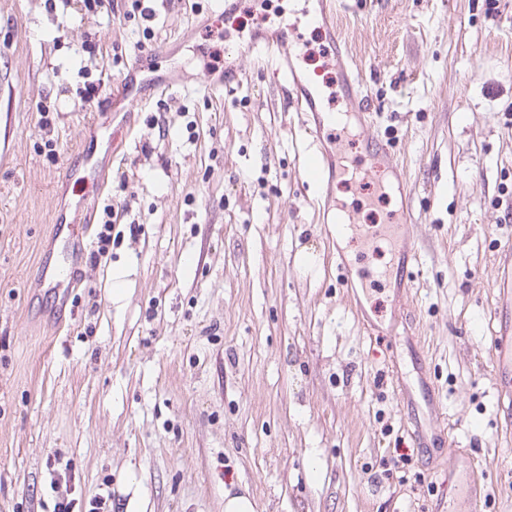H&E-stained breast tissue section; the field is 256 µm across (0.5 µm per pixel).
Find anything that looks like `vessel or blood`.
I'll use <instances>...</instances> for the list:
<instances>
[{
    "label": "vessel or blood",
    "mask_w": 512,
    "mask_h": 512,
    "mask_svg": "<svg viewBox=\"0 0 512 512\" xmlns=\"http://www.w3.org/2000/svg\"><path fill=\"white\" fill-rule=\"evenodd\" d=\"M314 29L324 35L326 50L336 69V81L342 93L346 109L333 111L324 106L320 92L303 74L298 48L305 29ZM242 44L246 52L268 58L274 65L276 76L281 77L291 95L295 112L302 119L304 129L311 139L312 151L302 167L305 181L316 187L315 204L319 214L331 216L337 233L351 229L353 216L343 212H331L328 192L338 178L348 173L360 176L371 192L386 194L387 191L404 192L407 181L404 172L389 147L377 136L364 139V150L355 167H348L345 158L335 157L325 163L321 144L338 127L355 124L366 125L371 103L362 89V81L354 66L345 41L336 30V6L334 0H305L302 8L293 10L269 26H259L249 31ZM409 203H402L399 210L390 213L384 236L397 245L399 262L395 278L412 280L414 268L420 265V255L410 223ZM55 238L61 239L66 248L83 251L92 245L87 230L72 224H56ZM42 280L54 283L55 287H74L76 275L68 265H46L41 271ZM494 285L504 298V305L494 308L492 320L495 328L491 336V358L494 369V390L497 407L507 427L512 428V244H505L494 268Z\"/></svg>",
    "instance_id": "vessel-or-blood-1"
}]
</instances>
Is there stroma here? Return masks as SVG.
Segmentation results:
<instances>
[{"instance_id": "obj_1", "label": "stroma", "mask_w": 512, "mask_h": 512, "mask_svg": "<svg viewBox=\"0 0 512 512\" xmlns=\"http://www.w3.org/2000/svg\"><path fill=\"white\" fill-rule=\"evenodd\" d=\"M335 2L425 256L415 367L390 307L395 256L368 236L399 201L334 184L359 224L342 283L283 82L245 55L242 85L203 87L287 0H243L183 43L212 0H150L149 24L133 0H0V512L67 499L91 512L98 495L128 512H224L228 490L255 512H456L437 405L480 461L477 512H512L489 323L512 240V0ZM140 56L174 87L130 111L112 79ZM85 158L105 188L68 180ZM107 204L128 217L105 258L85 254L68 294L39 281L60 256L53 224L98 233ZM367 320L395 324L393 349ZM401 379L414 389L402 406Z\"/></svg>"}]
</instances>
